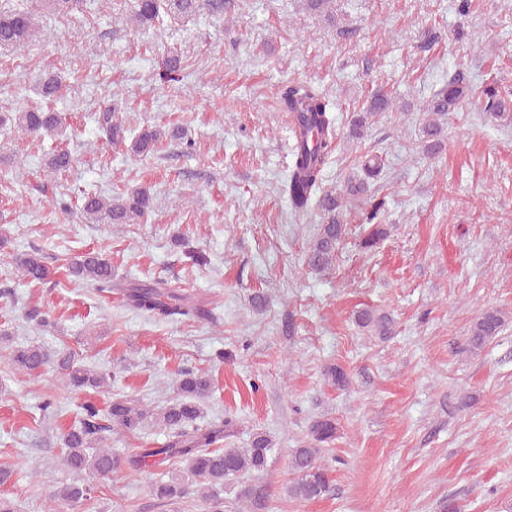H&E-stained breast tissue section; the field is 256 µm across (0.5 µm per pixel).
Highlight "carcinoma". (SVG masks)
<instances>
[{
  "instance_id": "obj_1",
  "label": "carcinoma",
  "mask_w": 512,
  "mask_h": 512,
  "mask_svg": "<svg viewBox=\"0 0 512 512\" xmlns=\"http://www.w3.org/2000/svg\"><path fill=\"white\" fill-rule=\"evenodd\" d=\"M93 0H0V48L21 51L32 41L39 29L38 17L53 15L68 18L84 13ZM230 0H135L130 20L139 27H152L164 15H189L206 10L211 14L224 15L234 9ZM483 111L496 121H512V90L491 83L482 90ZM473 97L472 88L465 73L456 70L448 75V81L436 91L422 111L430 115L422 126V136L428 153L441 148L437 136L441 133L439 120L462 109ZM278 104L288 113L295 143L291 150L288 176L281 184V192L297 211H306L317 205L323 212L320 233L308 248L306 264L314 271L331 267L336 249L346 235L343 210L352 201L367 196L369 181L381 172L378 158L365 162L361 172L347 179L344 188L336 194L323 190L322 172L336 147L338 132L333 109L336 104L326 93L311 82L293 81L281 87ZM394 99L374 94L365 111L357 113L351 121L349 137L363 136L367 120L380 112H389ZM1 122L13 124L21 135L47 133L65 134L62 117L57 112L41 107H28ZM101 130L114 145L130 142V152L146 156L155 152L164 139L176 137L172 130L164 131L147 126L127 139V129L116 119L112 107L102 112ZM73 156L66 150L52 153L48 167L59 172L72 165ZM151 209V197L145 190H136L125 196L105 198L87 194L82 198L83 215L106 224H132L143 218ZM384 221V202L370 205L364 212L363 223L369 225L361 247L370 250L387 236ZM15 268L28 281L47 285L52 283L53 272L41 254L33 250L12 256ZM71 276L86 281L102 292H112V261L101 253L89 252L74 255L67 263ZM125 305L138 311L151 313L170 320L200 318L201 306L164 287V281L138 282L125 290ZM358 326L383 339L394 332L393 319L371 308H363L356 314ZM506 318L497 308L483 310L471 326L466 349L475 353L482 350L504 330ZM11 369L31 374L49 364L55 365L62 386L68 389L103 388L112 384V371L92 370L81 364L75 355L65 349L51 354L39 345L14 350L9 357ZM177 397L157 414L158 426L167 433L168 441L160 448H144L125 459L112 455L101 446L106 435L113 429L134 431L147 418V411L127 400H116L102 410L92 402L82 404L79 423L64 432L61 440L66 448L64 462L73 472L83 475H107L118 468L132 473L146 466L160 467L173 461L185 463L192 482L179 480L157 481L151 486V495L163 504L200 495L205 504L204 512H224V505L217 494L230 476L262 469L267 461L270 441L263 434L253 437L248 448H219L224 441V426L217 425L203 430L196 426L201 415V400L211 389V380L204 371H186L180 374L176 384ZM336 422L328 418L317 419L310 428V439L294 450L292 468L297 478L288 488L290 496L311 501L322 497L329 488V468L319 463L324 444L336 439ZM93 483H79L57 487L48 499L61 505L74 506L93 498Z\"/></svg>"
}]
</instances>
